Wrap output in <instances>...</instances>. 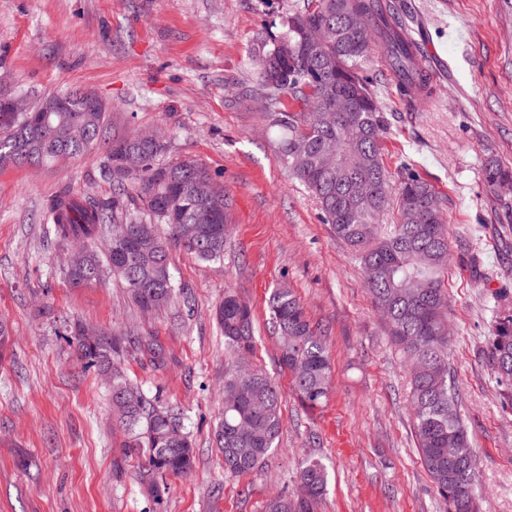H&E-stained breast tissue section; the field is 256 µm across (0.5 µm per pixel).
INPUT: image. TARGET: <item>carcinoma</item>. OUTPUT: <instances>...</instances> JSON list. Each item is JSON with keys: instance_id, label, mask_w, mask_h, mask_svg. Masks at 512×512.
<instances>
[{"instance_id": "1", "label": "carcinoma", "mask_w": 512, "mask_h": 512, "mask_svg": "<svg viewBox=\"0 0 512 512\" xmlns=\"http://www.w3.org/2000/svg\"><path fill=\"white\" fill-rule=\"evenodd\" d=\"M278 34H256L251 96L265 102V116L278 128V152L289 174L317 200L324 223L359 257L372 303L385 318L391 341L412 366L410 408L413 437L422 465L448 512H477V459L460 413V393L451 380L448 357V220L440 205L424 212L412 199L438 200L431 185L408 172L393 185L380 152L386 112L366 66L383 60L401 96L428 95L415 43L399 13L381 0H308L293 9ZM351 99L352 111L331 112L328 101ZM106 112H90L83 91L45 97L32 111L0 112V165L57 161L45 142L66 133L64 149L78 159L97 145ZM165 140L134 132L106 146L99 170L112 183V197L77 194L67 188L49 200L45 237L56 250L79 253L65 275L70 284H100L115 276L141 309L159 312L178 299L170 273V248L181 246L203 262L224 258L230 198L218 176L192 157L162 161ZM194 178L209 181L211 196L200 201ZM488 185L512 182V169L485 168ZM396 201L398 221L383 226L381 214ZM155 233L141 237V225ZM271 323L280 339L281 367L293 391L308 407L327 400L332 367L327 342L311 322L293 289L281 285L268 298ZM228 366L224 372L216 447L224 474L237 477L267 462L282 427L281 393L266 373H247L237 361L255 349L254 313L231 287L216 310ZM70 342L87 370L106 377L113 426L124 447L143 458L139 477L161 495L170 475L195 465L185 414L160 388L145 389L122 366L126 355H146L160 366L163 347L136 331L106 334L79 321L68 326ZM499 379L512 381V316L501 318L489 346ZM330 474L320 460L304 459L298 490L278 492L264 512H317Z\"/></svg>"}]
</instances>
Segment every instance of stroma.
Instances as JSON below:
<instances>
[{"instance_id":"35a3bbf8","label":"stroma","mask_w":512,"mask_h":512,"mask_svg":"<svg viewBox=\"0 0 512 512\" xmlns=\"http://www.w3.org/2000/svg\"><path fill=\"white\" fill-rule=\"evenodd\" d=\"M300 0H0V95L30 102L67 88L106 103V136L159 130L165 161L191 156L220 176L233 205L224 258L201 263L171 250L192 308L143 314L120 281L72 287L39 217L60 189L112 195L102 147L63 165L0 166V512H263L295 487L308 457L328 468L318 512H448L412 438L407 367L373 306L365 273L292 180L258 103L242 94L255 36L281 31ZM402 6L431 97L403 99L383 63L370 70L388 117L382 157L393 181L413 171L448 218L450 372L478 459L479 512H512V385L490 366L489 339L512 309V190L484 168H512V0H387ZM288 283L330 348L332 389L304 406L281 369L269 319L272 289ZM256 320L254 367L282 393L277 451L263 468L224 474L212 430L224 384L215 309L226 286ZM81 320L108 332L134 327L167 355L163 367L128 356V375L183 407L195 443L192 474L154 495L141 457L112 428L103 380L67 336Z\"/></svg>"}]
</instances>
